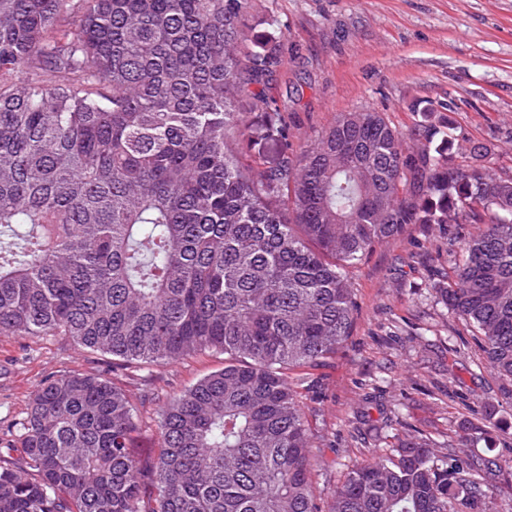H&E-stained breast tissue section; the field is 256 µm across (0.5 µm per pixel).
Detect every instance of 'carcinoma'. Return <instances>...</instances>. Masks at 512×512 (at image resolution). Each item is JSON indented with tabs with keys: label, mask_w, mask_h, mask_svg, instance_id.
Returning a JSON list of instances; mask_svg holds the SVG:
<instances>
[{
	"label": "carcinoma",
	"mask_w": 512,
	"mask_h": 512,
	"mask_svg": "<svg viewBox=\"0 0 512 512\" xmlns=\"http://www.w3.org/2000/svg\"><path fill=\"white\" fill-rule=\"evenodd\" d=\"M251 0H0V336L71 337L128 368L219 350L167 402L159 453L98 374L53 376L0 456V512H494V462L379 448L316 502L290 372L342 346L348 272L417 224H482L433 284L512 382V181L432 105L405 134L344 112L304 149L255 89ZM73 29L61 32V22ZM280 143L244 158L243 109Z\"/></svg>",
	"instance_id": "cac0c4a2"
}]
</instances>
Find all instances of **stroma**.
Listing matches in <instances>:
<instances>
[{
	"label": "stroma",
	"mask_w": 512,
	"mask_h": 512,
	"mask_svg": "<svg viewBox=\"0 0 512 512\" xmlns=\"http://www.w3.org/2000/svg\"><path fill=\"white\" fill-rule=\"evenodd\" d=\"M248 46L277 45L267 85L300 148L343 112L375 110L398 130L414 104L447 108L490 165L512 171V0H252ZM478 225H416L349 274L353 332L297 389L308 405L315 494L328 500L355 462L395 437L421 436L496 457L495 512H512V383L487 365L474 330L439 303L434 272ZM219 351L133 371L71 338L0 337V436L46 378L95 373L140 419L133 454L155 458L164 403L223 368Z\"/></svg>",
	"instance_id": "35a3bbf8"
}]
</instances>
